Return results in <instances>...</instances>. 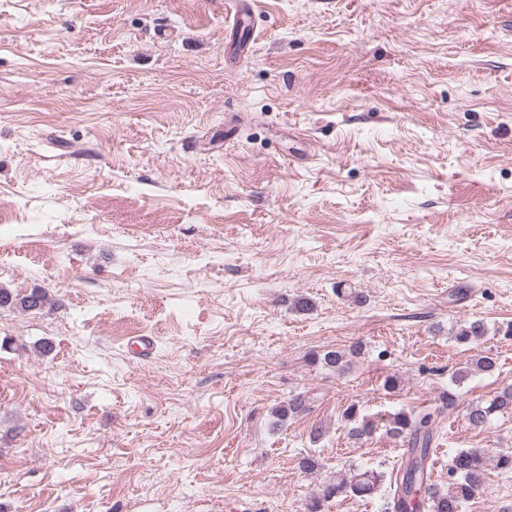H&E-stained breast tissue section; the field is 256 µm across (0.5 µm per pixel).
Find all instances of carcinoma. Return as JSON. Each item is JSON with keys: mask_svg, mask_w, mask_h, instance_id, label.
<instances>
[{"mask_svg": "<svg viewBox=\"0 0 512 512\" xmlns=\"http://www.w3.org/2000/svg\"><path fill=\"white\" fill-rule=\"evenodd\" d=\"M47 301V292L34 289L17 298L5 289H0V307L15 306L23 311L40 310ZM484 336L483 324L465 322L455 333L460 344H470ZM344 354L330 350L312 355L311 362L321 363L329 368L341 365ZM496 361L488 355H480L465 363L452 373V380L461 383L475 372H491ZM306 411L305 399L296 395L288 403L276 409L284 419ZM512 415V390H504L490 400L478 401L471 405L467 421L471 428L483 430L493 416ZM348 427V435L354 439H369L376 425L365 416L359 415L357 404H350L342 414ZM387 433L403 439L408 444V454L399 477L395 478V490L389 502L392 512H464L467 503L482 487L485 481L484 457L477 449H461L448 462V488H432L428 471L429 448L434 438V420L431 413H411L400 410L388 415ZM383 475L373 470L352 469L348 473L336 474V480L325 488V497L364 498L371 495L382 481Z\"/></svg>", "mask_w": 512, "mask_h": 512, "instance_id": "cac0c4a2", "label": "carcinoma"}]
</instances>
